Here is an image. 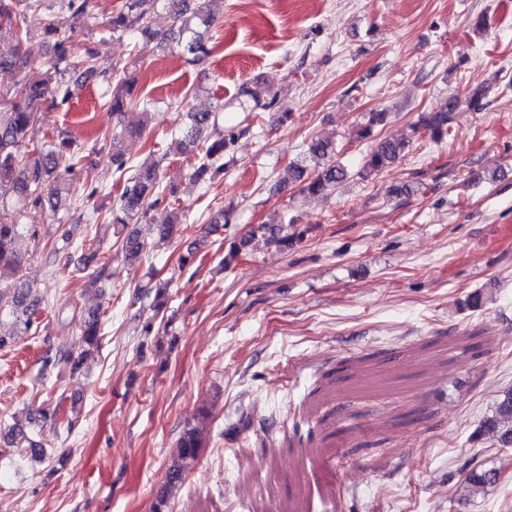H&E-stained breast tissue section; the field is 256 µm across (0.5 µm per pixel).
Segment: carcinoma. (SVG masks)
I'll use <instances>...</instances> for the list:
<instances>
[{
    "label": "carcinoma",
    "mask_w": 512,
    "mask_h": 512,
    "mask_svg": "<svg viewBox=\"0 0 512 512\" xmlns=\"http://www.w3.org/2000/svg\"><path fill=\"white\" fill-rule=\"evenodd\" d=\"M167 11L171 27L162 33L151 29L152 14L157 8ZM99 0H0V40L13 43L14 51L0 56V311L6 307L22 310L25 324L32 327L42 311L41 300L31 297V287L22 267L25 252L22 242L36 232L24 229L20 222L23 211L39 208L48 211L50 223L58 221L57 211L63 191L69 189L71 177L84 161L95 155H107L117 172L126 170L123 143L129 137L138 136L152 120L150 103L134 98V83L129 80L114 83L109 77L102 79L106 85L103 94L106 104L117 116L112 132L96 137L91 143L79 145L66 130L49 136L38 128V111L44 105L58 107L66 104L82 87V82L71 78L81 72H94L92 52L81 57L73 54L72 35L61 30L54 22L56 11H66L78 22L96 17ZM217 21V0H202L192 9L189 0H120L109 12L108 30L116 36L141 34L180 53L188 62L199 64L206 61L211 49L206 34ZM39 25L45 43L52 53L51 60L39 63L25 50L33 25ZM487 95L484 88H476L463 97L448 96V106L436 112H428L420 125L430 140L439 143L448 138L454 112L465 106L478 110L483 107ZM142 107L140 119L135 123L124 121L125 109ZM219 105L214 111H188L183 128L172 138L169 150L174 154L198 157L190 174L194 182L214 179L224 171V151L233 139L219 127ZM410 141L381 139L363 156L359 176L368 178L391 166L409 153ZM306 153L313 166H294L300 192L309 196L323 195L348 179V168L335 159L336 148L326 139L312 140ZM160 161L146 159L134 175L125 179L118 201L112 206L109 221L127 227L147 217L159 202L161 178ZM258 233L274 245L288 248L291 235L284 227L259 224L244 237L230 243L229 255L239 257ZM71 237L54 243L50 255L53 264H71L69 249ZM145 239L138 231L129 232L122 243V253L128 262L140 259ZM97 254L84 255L82 265L75 271H85L96 260ZM93 268V267H91ZM93 281L108 278L106 264L91 273ZM102 323L97 312L88 314L80 325L79 337L67 347H60L41 358L44 369L56 368L65 363L71 371H80L93 348L100 347ZM482 435H492L505 448L512 446V391L498 403L496 415L486 420L480 430ZM201 448L199 430L188 427L178 443V457L169 468L171 486L182 483L186 463L193 461ZM499 479L497 471L473 468L465 481L474 487L484 488Z\"/></svg>",
    "instance_id": "carcinoma-1"
}]
</instances>
